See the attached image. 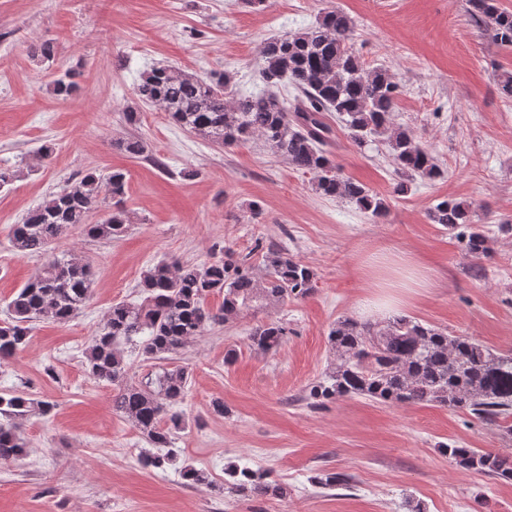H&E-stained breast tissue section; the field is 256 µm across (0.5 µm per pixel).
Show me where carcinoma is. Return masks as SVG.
Returning a JSON list of instances; mask_svg holds the SVG:
<instances>
[{
	"instance_id": "1",
	"label": "carcinoma",
	"mask_w": 512,
	"mask_h": 512,
	"mask_svg": "<svg viewBox=\"0 0 512 512\" xmlns=\"http://www.w3.org/2000/svg\"><path fill=\"white\" fill-rule=\"evenodd\" d=\"M477 24L492 29L497 41L512 46V11L497 0H469ZM347 15L329 11L306 29L274 36L261 49L262 91L231 96V76L204 78L171 65L144 71L136 87L140 102L165 112L185 131L221 147L260 139L273 154L312 178L316 192L353 203L373 221L387 216V201L364 184L346 177L332 159L333 129L327 113H336L351 141L359 147L382 144L398 173L434 180L441 168L405 128L392 122L399 84L384 68H365L352 47ZM57 96L68 99L77 84L66 73L53 80ZM291 88L297 95L280 93ZM127 173L106 176L89 171L30 211L10 230L12 247L21 254L48 256L40 272L7 303L9 320L0 324V361L26 346L37 322L66 323L87 305L97 271L77 254L54 256L56 244L78 226L93 239H118L129 217L122 206ZM112 210L93 224L91 215L106 199ZM429 219L454 235L473 258L486 257L491 238L471 219L469 205L443 200ZM316 274L287 250L268 248L264 273L254 272L248 256L224 251L204 263L162 259L151 265L139 287L138 303H115L102 330L85 351V369L94 379L114 387L112 409L131 424L155 453L140 457L144 469H162L176 461V433L186 427L180 409L190 373L174 361L188 344L214 326L261 308H275L314 291ZM223 295L217 308L212 295ZM288 328L280 321L257 326L250 346L268 353L282 344ZM136 341L144 360L158 363L155 378L134 383L122 345ZM332 360L324 375L307 389L306 399L320 405L341 397H364L388 405L430 404L458 409L498 429L512 441V351L501 353L468 336L414 317L399 315L380 323L342 317L328 333ZM54 404L24 391L0 392V461L26 454L22 436L33 414L48 415ZM457 467L480 471L494 480L512 482V454L466 448L455 442L441 447ZM189 484H209L205 471L185 463L179 470ZM224 497L277 498L286 489L272 471L235 464L224 471ZM310 481L324 489L349 484L341 473L321 469Z\"/></svg>"
}]
</instances>
